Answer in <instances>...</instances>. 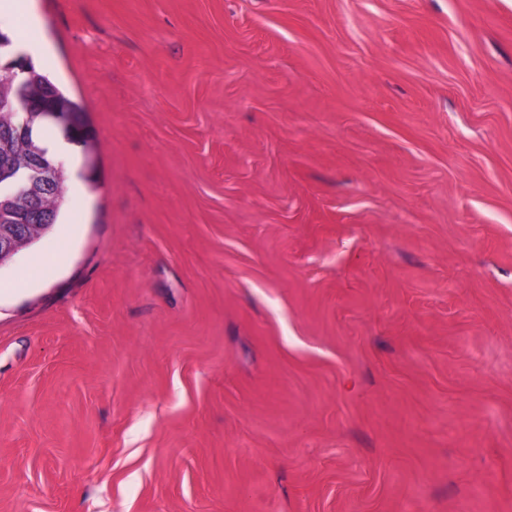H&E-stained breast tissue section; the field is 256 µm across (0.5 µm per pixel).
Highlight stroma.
I'll use <instances>...</instances> for the list:
<instances>
[{
	"label": "stroma",
	"instance_id": "35a3bbf8",
	"mask_svg": "<svg viewBox=\"0 0 512 512\" xmlns=\"http://www.w3.org/2000/svg\"><path fill=\"white\" fill-rule=\"evenodd\" d=\"M94 144L0 266V512H512V0H33ZM65 185L66 177L64 172L62 175L59 193L54 200L47 201L46 206L49 209L46 210L44 216H42L41 224H14L12 234L2 238L0 235V263L15 255L22 248L21 244L30 239V232L35 230L37 227H42L44 224H47L41 231H38L36 236L31 240H39L54 226V224H58L65 203Z\"/></svg>",
	"mask_w": 512,
	"mask_h": 512
}]
</instances>
